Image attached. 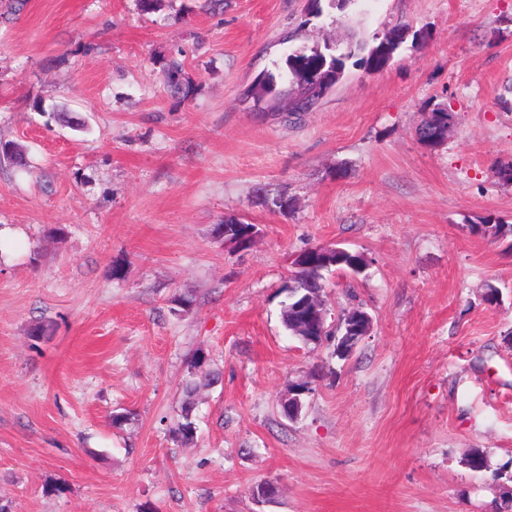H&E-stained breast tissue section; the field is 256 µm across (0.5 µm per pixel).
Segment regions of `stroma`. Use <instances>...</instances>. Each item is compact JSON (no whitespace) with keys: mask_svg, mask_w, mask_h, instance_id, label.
<instances>
[{"mask_svg":"<svg viewBox=\"0 0 512 512\" xmlns=\"http://www.w3.org/2000/svg\"><path fill=\"white\" fill-rule=\"evenodd\" d=\"M393 28L389 65L346 59L310 111L246 98L269 73L287 88L293 47H371ZM173 57L189 97L161 82ZM439 107L454 120L429 147L416 130ZM0 139L30 163L0 165L8 512H504L512 234L471 227L512 225L496 174L512 163V0H365L319 19L304 0H28L0 22ZM229 214L256 225L248 249L215 236ZM329 243L368 261L327 278L329 325L358 304L372 318L343 360L281 319L293 257ZM200 348L222 379L183 443L171 428ZM265 481L277 493L260 502Z\"/></svg>","mask_w":512,"mask_h":512,"instance_id":"obj_1","label":"stroma"}]
</instances>
